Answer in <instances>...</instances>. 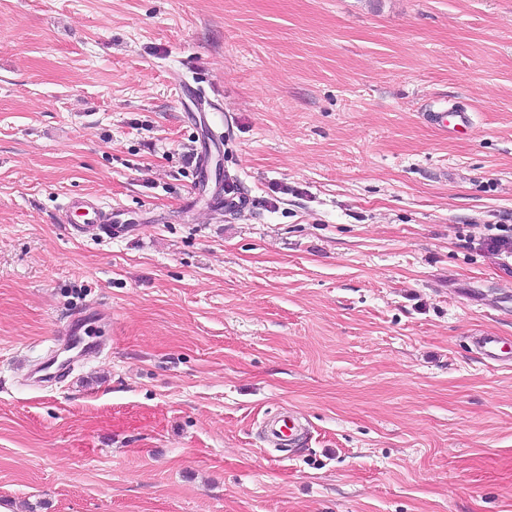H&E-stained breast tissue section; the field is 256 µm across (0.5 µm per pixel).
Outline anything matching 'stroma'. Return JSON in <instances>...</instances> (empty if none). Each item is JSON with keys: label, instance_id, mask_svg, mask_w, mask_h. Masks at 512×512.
<instances>
[{"label": "stroma", "instance_id": "obj_1", "mask_svg": "<svg viewBox=\"0 0 512 512\" xmlns=\"http://www.w3.org/2000/svg\"><path fill=\"white\" fill-rule=\"evenodd\" d=\"M184 79L247 209L189 198ZM74 195L144 223L90 239ZM506 214L512 0H0V506L512 512V362L471 342L512 339ZM428 117L439 127L455 129L456 126L466 127L471 122V117L467 112H457L448 109L442 111L429 112ZM489 231L495 230V233L489 234L484 241L488 248L497 255H506L512 257V224H492ZM474 343L482 359L491 363L511 361V351L506 350L507 344L501 336L494 333H481L475 336ZM296 420L291 417H277L269 421L265 427V437L272 443H278L288 438L292 442L296 430Z\"/></svg>", "mask_w": 512, "mask_h": 512}]
</instances>
